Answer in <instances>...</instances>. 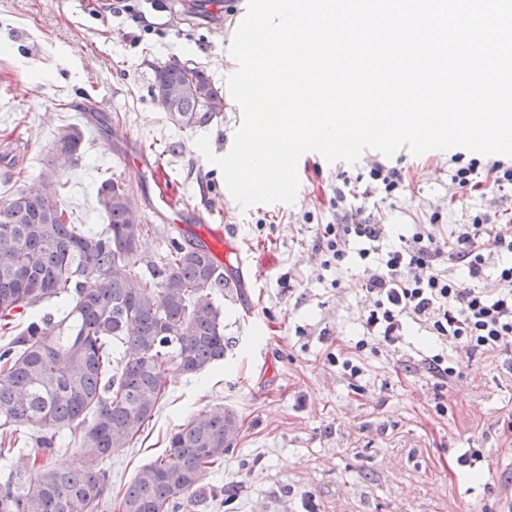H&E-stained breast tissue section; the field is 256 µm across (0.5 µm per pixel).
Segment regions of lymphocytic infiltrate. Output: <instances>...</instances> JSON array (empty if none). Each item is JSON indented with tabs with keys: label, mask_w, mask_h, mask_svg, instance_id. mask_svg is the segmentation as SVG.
<instances>
[{
	"label": "lymphocytic infiltrate",
	"mask_w": 512,
	"mask_h": 512,
	"mask_svg": "<svg viewBox=\"0 0 512 512\" xmlns=\"http://www.w3.org/2000/svg\"><path fill=\"white\" fill-rule=\"evenodd\" d=\"M448 177L464 196H483L512 185V165L495 160L479 164L452 155ZM365 209L336 193V221L322 225L315 250L328 269H343L352 243L366 273L363 336L355 352L399 342L407 322L422 324L441 345L423 356L421 368L438 392L456 387L461 377L451 351L467 356L493 355L512 344V207L503 220L487 223L417 224L390 242L389 227L366 220Z\"/></svg>",
	"instance_id": "obj_1"
}]
</instances>
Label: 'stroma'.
<instances>
[{"mask_svg":"<svg viewBox=\"0 0 512 512\" xmlns=\"http://www.w3.org/2000/svg\"><path fill=\"white\" fill-rule=\"evenodd\" d=\"M0 0V205L19 185L38 183L57 132H85L78 162L62 176L70 223L107 222L97 189L109 178L146 184L120 161L144 149L191 216L232 225L256 271L244 295L219 297L228 349L199 375L172 374L139 439L105 462L120 492L162 454L171 432L221 404L239 416L233 450L206 482L214 492L182 512H512V345L495 356L459 355L462 378L437 413L433 379L417 364L435 348L410 326L397 346L363 352L361 373L342 367L361 333L364 279L357 254L343 275L313 255L317 227L336 220V189L361 192L366 162L298 163L294 203L242 208L220 169L153 101V66L199 63L223 84L230 40L247 0ZM223 27V38L213 34ZM445 152L400 149L388 165L408 177L403 196L376 199L397 232L428 223L442 206L446 224L493 215L495 196L448 205ZM340 288H333V280ZM483 451L478 476L461 456Z\"/></svg>","mask_w":512,"mask_h":512,"instance_id":"35a3bbf8","label":"stroma"}]
</instances>
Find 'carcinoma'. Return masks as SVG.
<instances>
[{"instance_id":"cac0c4a2","label":"carcinoma","mask_w":512,"mask_h":512,"mask_svg":"<svg viewBox=\"0 0 512 512\" xmlns=\"http://www.w3.org/2000/svg\"><path fill=\"white\" fill-rule=\"evenodd\" d=\"M151 94L189 131L224 112L222 88L188 61L155 67ZM83 142L78 126L59 131L40 186L0 208V331H10L0 346V458H14L0 512H180L232 450V409L190 417L115 500L102 462L149 425L172 374L224 360L216 297L236 280L204 245L175 238L162 263L143 270L140 240L152 225L136 221L119 179L97 190L106 227L67 223L56 185ZM22 428L36 434L35 447H15ZM61 433L77 446L67 468L53 464Z\"/></svg>"}]
</instances>
